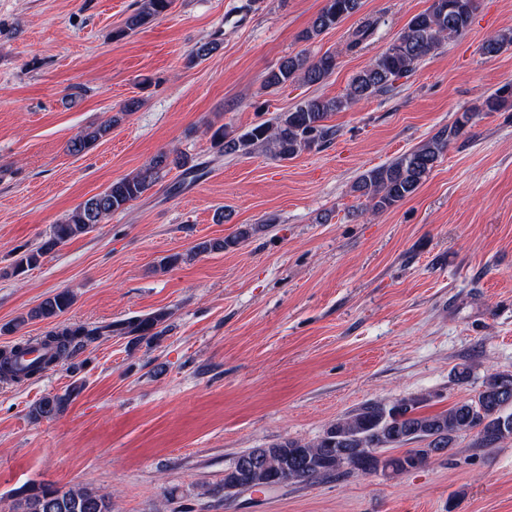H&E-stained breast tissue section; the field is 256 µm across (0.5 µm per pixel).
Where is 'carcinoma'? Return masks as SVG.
I'll use <instances>...</instances> for the list:
<instances>
[{
  "label": "carcinoma",
  "instance_id": "1",
  "mask_svg": "<svg viewBox=\"0 0 512 512\" xmlns=\"http://www.w3.org/2000/svg\"><path fill=\"white\" fill-rule=\"evenodd\" d=\"M172 4L173 0H140L138 8L126 18L121 33L142 27L165 13ZM479 4L480 0H431L426 10L409 20L397 39L352 77L344 95L331 99H306L293 110L276 117L274 122L259 124L236 138L230 136L222 125L217 128L211 126L212 146L222 154H232L247 152L260 145L272 157L287 160L304 150L326 144L335 135V129L326 124L332 113L372 96L394 91L396 82L411 76L424 58L445 43L466 34ZM361 6L362 0H326L312 25L302 34V40L316 38L358 12ZM511 47L512 31L509 30L487 40L484 53L495 55ZM335 68V54L327 51L319 57H312L303 51L284 58L266 75L264 86L267 89L279 88L296 80L316 84L332 74ZM511 102L512 85H505L487 97L477 111L498 112ZM471 117L470 111H464L454 124L442 128L419 146L386 165L363 172L354 183V191L366 198L367 206L374 212L386 211L413 196ZM114 123L112 118L107 123L86 129L70 141L69 151L79 154L89 149L109 134ZM172 167L182 168L186 173L193 170L187 157L178 155L172 158L162 152L135 173L113 181L103 191L85 199L52 226L44 241L16 260L13 273L25 272L35 266L44 254L90 232L112 214L125 210L158 183L162 170ZM263 228L262 224L245 225L234 236L200 242L193 251L222 252L240 245ZM72 303L73 296L69 291L56 292L47 296L19 323L27 319L57 318ZM166 318L167 313L159 311L92 328L82 324L59 325L38 339L39 343L52 350L51 357L40 364L26 369L16 366L17 357L29 348V339L1 352L0 379L13 382L31 379L104 336H131L138 342L154 340L161 336L159 327ZM79 392L80 387L75 386L62 395L46 396L33 406L31 414L36 418H54L67 409ZM425 402L424 397H414L404 398L400 404L391 407L381 402L368 403L327 426L313 441L302 443L287 439L273 443L265 448L270 455L269 467L259 472L241 470L236 475L225 477L224 497L235 495L239 482L268 478L276 481L280 474L276 467L282 464L290 467L288 475L296 483L342 475L346 473L345 465L353 462V456L360 448L389 453L383 461L373 457L374 462H383L403 474L431 463L423 450L408 447L418 440L429 441V445L443 449V455L447 456L464 433H474L475 445L479 448H490L512 439V374L507 377L499 373L490 375L475 397L457 401L440 412H422ZM13 512H112V496L81 488L65 490L42 485L20 499Z\"/></svg>",
  "mask_w": 512,
  "mask_h": 512
}]
</instances>
